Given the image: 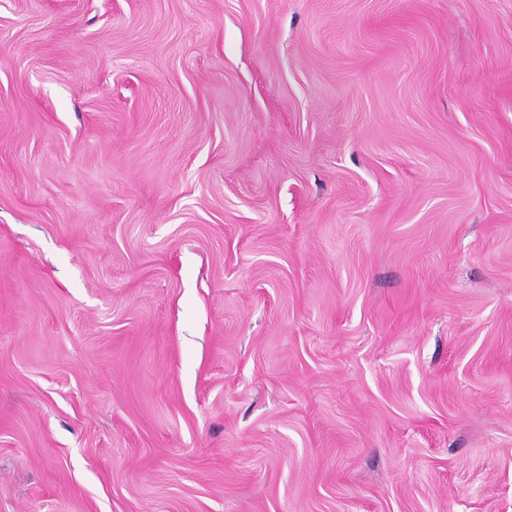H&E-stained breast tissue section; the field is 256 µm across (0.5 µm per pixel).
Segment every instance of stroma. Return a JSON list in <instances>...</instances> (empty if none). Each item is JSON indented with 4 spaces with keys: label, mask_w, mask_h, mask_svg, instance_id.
Instances as JSON below:
<instances>
[{
    "label": "stroma",
    "mask_w": 512,
    "mask_h": 512,
    "mask_svg": "<svg viewBox=\"0 0 512 512\" xmlns=\"http://www.w3.org/2000/svg\"><path fill=\"white\" fill-rule=\"evenodd\" d=\"M0 512H512V0H0Z\"/></svg>",
    "instance_id": "1"
}]
</instances>
